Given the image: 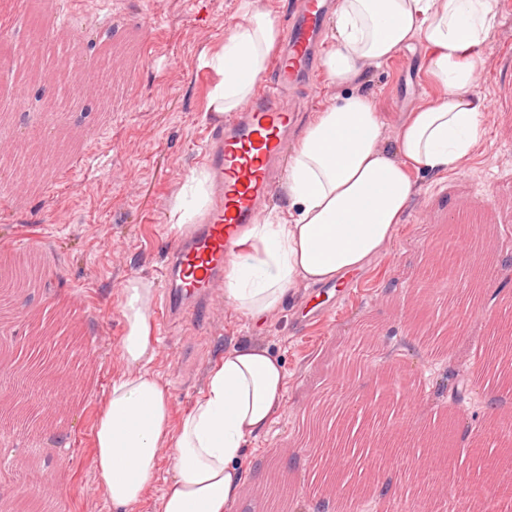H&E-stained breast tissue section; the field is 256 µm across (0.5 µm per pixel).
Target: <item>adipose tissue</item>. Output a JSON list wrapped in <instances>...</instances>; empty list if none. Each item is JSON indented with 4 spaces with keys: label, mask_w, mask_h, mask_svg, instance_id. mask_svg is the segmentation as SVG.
<instances>
[{
    "label": "adipose tissue",
    "mask_w": 512,
    "mask_h": 512,
    "mask_svg": "<svg viewBox=\"0 0 512 512\" xmlns=\"http://www.w3.org/2000/svg\"><path fill=\"white\" fill-rule=\"evenodd\" d=\"M240 22L205 55L214 76L205 109L236 111L253 95L282 38L277 22L240 0ZM496 0H337L322 74L346 88L318 112L288 160L290 219L268 212L247 227L224 269V297L244 317L279 309L298 281H342L392 242L414 191L413 174L453 172L483 138L488 98L473 79L485 66ZM420 42L436 94L400 125L395 155L381 147L383 120L355 86L366 64L381 65ZM211 202L206 168L191 171L167 219L174 232L196 223ZM151 286L121 290L120 354L128 370L110 386L92 435L93 467L114 512H126L155 481L161 450L173 473L161 512H232L245 485L241 460L249 437L266 428L284 399L286 375L267 349L243 344L210 372L203 395L171 421V395L150 371L157 350Z\"/></svg>",
    "instance_id": "adipose-tissue-1"
}]
</instances>
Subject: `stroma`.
<instances>
[{"mask_svg":"<svg viewBox=\"0 0 512 512\" xmlns=\"http://www.w3.org/2000/svg\"><path fill=\"white\" fill-rule=\"evenodd\" d=\"M36 21L50 42L82 70L93 67L81 36L113 27L118 79L99 109L57 112L32 124L11 91L0 88V163L31 132L56 150L32 183L0 172V275L30 264L37 281L0 306V411L16 412L12 382L27 373L21 352L28 336L53 322L62 337L54 358L60 376L46 378L32 398L37 425L0 433V512H14L18 489L43 492L42 512H113L92 467V432L110 384L126 370L119 344L120 293L131 279L161 289L160 268L176 246L166 214L190 172L203 166L210 75L201 66L239 21L238 0H8L0 8V62L23 51L19 20ZM480 95L497 100L487 135L455 174L416 177L409 207L392 242L360 272L364 285L340 296L333 286L297 283L283 306L259 323L234 308L211 319L185 315L160 336L151 371L171 395L173 419L206 389L212 367L243 343L267 347L283 362L286 393L269 427L249 438L242 462L247 493L235 512H251L248 496L264 479L257 463L278 461L288 476L292 512H308L314 448L304 436L313 408L339 400L369 411L363 434L380 457V476L397 481L391 500H345L340 512H405L421 473L463 491L474 479L461 444L484 448L495 463L507 440L490 420L512 427V396L489 405L486 361L491 339L512 325L501 304L512 280L482 281L479 298L466 291L473 273L459 249L467 241L482 263L512 248V8L498 12ZM403 67L366 72L361 91L384 119L382 146L408 115L410 98L435 93L425 52L412 44ZM449 333L441 352L419 340L420 328ZM402 348L384 356L390 334ZM459 368L468 397H436L432 383ZM469 431L467 442L440 437L447 422ZM71 445L59 446L61 434Z\"/></svg>","mask_w":512,"mask_h":512,"instance_id":"stroma-1","label":"stroma"}]
</instances>
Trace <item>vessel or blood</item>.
I'll use <instances>...</instances> for the list:
<instances>
[{"mask_svg": "<svg viewBox=\"0 0 512 512\" xmlns=\"http://www.w3.org/2000/svg\"><path fill=\"white\" fill-rule=\"evenodd\" d=\"M326 24V0H303L287 49L274 64L272 83L210 130L205 160L216 202L201 229L178 244L162 270L159 330H167L180 312L210 313L219 299L230 252L242 229L263 218L280 181L281 163L296 132L286 96L292 87L312 81Z\"/></svg>", "mask_w": 512, "mask_h": 512, "instance_id": "1", "label": "vessel or blood"}]
</instances>
